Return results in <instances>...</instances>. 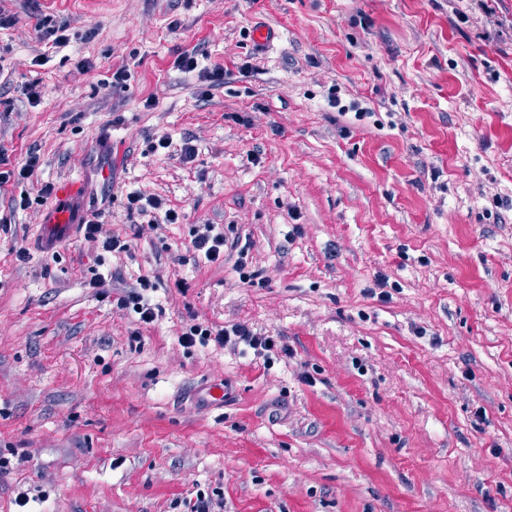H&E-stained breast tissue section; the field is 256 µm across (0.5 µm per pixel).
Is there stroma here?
<instances>
[{"label":"stroma","mask_w":512,"mask_h":512,"mask_svg":"<svg viewBox=\"0 0 512 512\" xmlns=\"http://www.w3.org/2000/svg\"><path fill=\"white\" fill-rule=\"evenodd\" d=\"M0 10V148L41 157L0 188V512H182L215 490L223 512H512V0ZM38 14L67 42L45 49ZM87 164L112 168L103 230L128 252L79 233L38 251L40 188ZM129 191L182 220L145 230ZM196 224L226 232L225 260L190 250ZM141 276L149 325L115 303ZM193 318L281 346L186 348Z\"/></svg>","instance_id":"obj_1"}]
</instances>
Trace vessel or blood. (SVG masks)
Segmentation results:
<instances>
[{"mask_svg": "<svg viewBox=\"0 0 512 512\" xmlns=\"http://www.w3.org/2000/svg\"><path fill=\"white\" fill-rule=\"evenodd\" d=\"M87 191V182L81 177L65 180L58 184L56 189L58 201L48 208L38 230L43 248L54 249L81 224L84 215L77 208L76 202L83 199Z\"/></svg>", "mask_w": 512, "mask_h": 512, "instance_id": "1", "label": "vessel or blood"}]
</instances>
